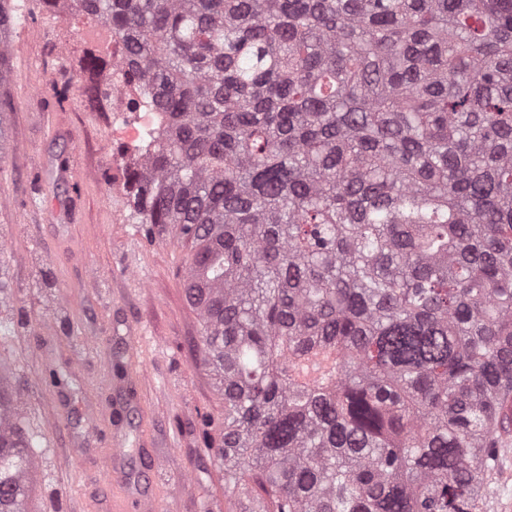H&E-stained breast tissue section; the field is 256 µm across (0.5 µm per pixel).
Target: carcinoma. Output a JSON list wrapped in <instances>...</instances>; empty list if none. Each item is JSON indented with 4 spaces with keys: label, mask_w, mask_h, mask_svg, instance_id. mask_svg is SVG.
Here are the masks:
<instances>
[{
    "label": "carcinoma",
    "mask_w": 512,
    "mask_h": 512,
    "mask_svg": "<svg viewBox=\"0 0 512 512\" xmlns=\"http://www.w3.org/2000/svg\"><path fill=\"white\" fill-rule=\"evenodd\" d=\"M42 3L106 27L159 115L124 187L189 248L224 496L484 512L512 435V0ZM34 455L0 388V512H30Z\"/></svg>",
    "instance_id": "cac0c4a2"
}]
</instances>
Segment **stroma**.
<instances>
[{
	"label": "stroma",
	"mask_w": 512,
	"mask_h": 512,
	"mask_svg": "<svg viewBox=\"0 0 512 512\" xmlns=\"http://www.w3.org/2000/svg\"><path fill=\"white\" fill-rule=\"evenodd\" d=\"M0 100V370L36 449L35 512H118L123 489L75 448L86 411L127 435L148 474L156 512H235L206 449L224 400L197 360L199 316L184 287L187 251L173 233L145 236L123 188L135 148L118 132L138 112L112 108L83 77L95 42L88 20L17 0ZM67 370L85 358L77 387L38 381V354ZM144 374L133 412L114 410L116 363Z\"/></svg>",
	"instance_id": "stroma-1"
}]
</instances>
